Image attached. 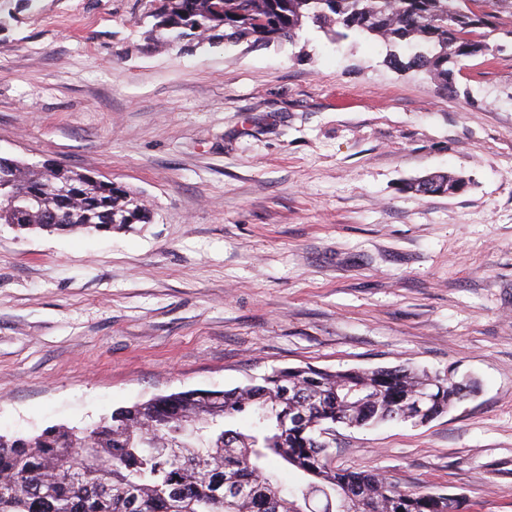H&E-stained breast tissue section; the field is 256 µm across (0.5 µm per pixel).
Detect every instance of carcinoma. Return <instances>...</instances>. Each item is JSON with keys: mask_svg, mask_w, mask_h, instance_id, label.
<instances>
[{"mask_svg": "<svg viewBox=\"0 0 512 512\" xmlns=\"http://www.w3.org/2000/svg\"><path fill=\"white\" fill-rule=\"evenodd\" d=\"M151 17L169 42L186 36L252 44L293 40L307 22L336 39L374 35L414 48L408 61L391 54L397 70L425 72L448 83V62L488 50L493 26L485 0H150ZM488 28L485 40L471 38ZM0 179L13 197L0 200V224H37L58 231L108 228L109 210L148 224L152 213L136 192L61 166L33 169L1 163ZM79 184V199L64 202L48 187ZM461 178L439 173L405 190L456 194ZM359 389L350 409L336 397ZM469 382L430 377L409 365L329 372L312 367L275 370L262 382L228 391L191 390L117 409L86 427L52 426L31 437L0 435V512H304L305 495L327 502L355 494L351 512H454L447 494L399 490L390 495L378 473L336 468L329 461L331 426L365 427L413 418L412 397L430 390L435 418L471 392ZM253 418L248 434L233 428L237 415ZM164 442L176 448L153 453ZM86 448L76 467L61 460ZM277 456L301 476L288 491L266 468Z\"/></svg>", "mask_w": 512, "mask_h": 512, "instance_id": "obj_1", "label": "carcinoma"}]
</instances>
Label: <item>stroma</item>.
<instances>
[{
  "instance_id": "35a3bbf8",
  "label": "stroma",
  "mask_w": 512,
  "mask_h": 512,
  "mask_svg": "<svg viewBox=\"0 0 512 512\" xmlns=\"http://www.w3.org/2000/svg\"><path fill=\"white\" fill-rule=\"evenodd\" d=\"M149 0H0V157L137 191L148 224H0V435L275 369L407 363L475 392L337 426L332 464L512 512V0L448 84L407 46L169 44ZM461 175L457 194L405 183Z\"/></svg>"
}]
</instances>
